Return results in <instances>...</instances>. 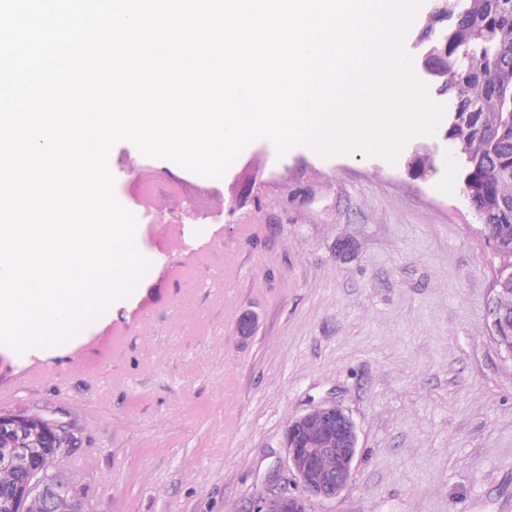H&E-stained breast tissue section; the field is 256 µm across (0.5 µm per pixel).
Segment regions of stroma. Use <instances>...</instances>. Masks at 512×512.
I'll list each match as a JSON object with an SVG mask.
<instances>
[{
  "instance_id": "1",
  "label": "stroma",
  "mask_w": 512,
  "mask_h": 512,
  "mask_svg": "<svg viewBox=\"0 0 512 512\" xmlns=\"http://www.w3.org/2000/svg\"><path fill=\"white\" fill-rule=\"evenodd\" d=\"M444 134L393 165L261 138L218 179L116 143L115 194L135 216L139 176L187 178L185 196L139 224L149 267L128 296L55 347L0 346L14 390L0 411L73 428L56 468L90 512H252L288 475V423L325 402L352 417L358 455L308 512H512V363L488 338L499 259ZM168 226L199 251L193 284L158 249ZM34 358L49 374L28 383Z\"/></svg>"
}]
</instances>
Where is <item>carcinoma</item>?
I'll return each instance as SVG.
<instances>
[{
  "instance_id": "obj_1",
  "label": "carcinoma",
  "mask_w": 512,
  "mask_h": 512,
  "mask_svg": "<svg viewBox=\"0 0 512 512\" xmlns=\"http://www.w3.org/2000/svg\"><path fill=\"white\" fill-rule=\"evenodd\" d=\"M444 45L435 73L448 102L471 114L449 129L463 163L469 202L500 259L497 348H512V0H458L433 41ZM19 469L0 467V512H10Z\"/></svg>"
}]
</instances>
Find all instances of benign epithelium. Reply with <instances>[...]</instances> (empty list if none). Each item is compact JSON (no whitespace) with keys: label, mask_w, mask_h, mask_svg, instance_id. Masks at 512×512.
I'll return each mask as SVG.
<instances>
[{"label":"benign epithelium","mask_w":512,"mask_h":512,"mask_svg":"<svg viewBox=\"0 0 512 512\" xmlns=\"http://www.w3.org/2000/svg\"><path fill=\"white\" fill-rule=\"evenodd\" d=\"M310 429L318 431V440L309 448L295 447L299 434ZM1 435L17 438V447L0 450L1 466H19L23 471V500L17 512H22L27 498L38 500L42 512H60L58 494L62 490L71 495L72 512H87L80 489L54 470L56 462L77 446V438L67 424L37 414L0 412ZM284 446L299 493L284 487L260 499L253 512H307L308 500L333 499L352 479L358 455L357 430L349 414L334 403H322L291 420ZM321 457L334 459L335 465L319 476L312 465Z\"/></svg>","instance_id":"benign-epithelium-1"}]
</instances>
